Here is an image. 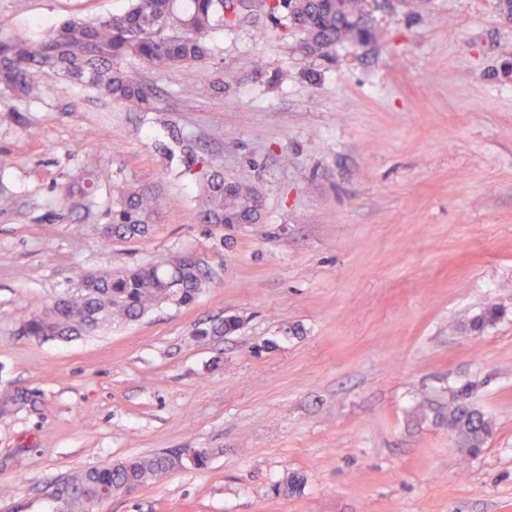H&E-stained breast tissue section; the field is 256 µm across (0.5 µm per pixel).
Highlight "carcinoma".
Masks as SVG:
<instances>
[{"label":"carcinoma","mask_w":512,"mask_h":512,"mask_svg":"<svg viewBox=\"0 0 512 512\" xmlns=\"http://www.w3.org/2000/svg\"><path fill=\"white\" fill-rule=\"evenodd\" d=\"M294 22L323 51L336 43L342 29L359 23L365 0H291ZM234 14L233 0H129L120 15L95 20L63 21L40 41L23 36L0 37V88L17 98H39V79L61 78L110 97L132 112L154 109V91L119 68L134 58L154 71L200 64L210 50L206 37L224 27ZM202 194L197 219L203 224H236L251 211L242 192L224 191V175L211 166L201 168ZM102 170L63 189L66 200L90 210L96 204ZM161 205L154 193L127 186L112 195L106 207L108 236L144 238L153 230ZM202 285L198 265L173 267L160 259L136 269L86 275L73 292L33 311L22 323L24 335L69 338L89 334L115 320L135 321L166 302L194 300ZM448 428L458 432L463 447L476 454L490 432L482 415L463 405H448ZM205 448H176L113 465L88 468L62 478L46 493L51 512H90L105 494L128 492L147 481L181 469H204Z\"/></svg>","instance_id":"cac0c4a2"}]
</instances>
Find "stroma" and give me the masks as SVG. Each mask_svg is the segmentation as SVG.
I'll return each mask as SVG.
<instances>
[{
	"label": "stroma",
	"instance_id": "stroma-1",
	"mask_svg": "<svg viewBox=\"0 0 512 512\" xmlns=\"http://www.w3.org/2000/svg\"><path fill=\"white\" fill-rule=\"evenodd\" d=\"M499 0H365L311 50L287 4L241 0L201 64L157 72L152 112L45 79L0 112V512H46L71 472L205 448L93 512H512V20ZM127 0H0L39 38ZM248 187L244 224L196 220L203 163ZM167 200L104 237L62 187ZM194 259L195 301L68 340L22 336L89 272ZM496 319L471 324L488 304ZM235 323L222 331L224 320ZM491 433L469 456L448 401ZM297 487L280 492V485ZM107 178L103 170H92L85 177L68 184L63 189L66 201H72L86 211L96 204V196L100 190V183Z\"/></svg>",
	"mask_w": 512,
	"mask_h": 512
}]
</instances>
